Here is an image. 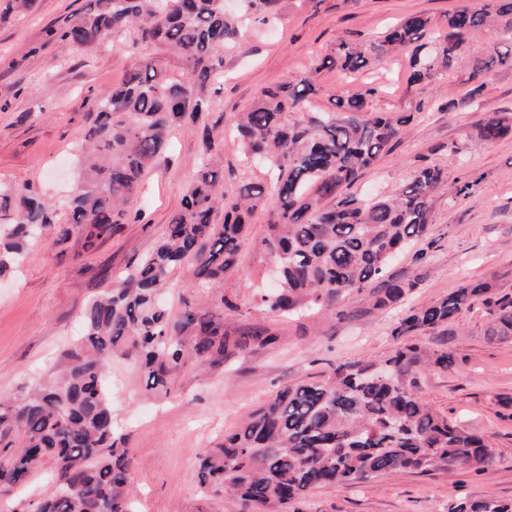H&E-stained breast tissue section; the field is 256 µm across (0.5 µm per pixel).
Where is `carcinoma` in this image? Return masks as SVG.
Returning <instances> with one entry per match:
<instances>
[{
  "label": "carcinoma",
  "instance_id": "1",
  "mask_svg": "<svg viewBox=\"0 0 512 512\" xmlns=\"http://www.w3.org/2000/svg\"><path fill=\"white\" fill-rule=\"evenodd\" d=\"M244 2L265 20L281 0ZM131 27L180 55L193 82L165 79L156 60L144 58L121 85L94 98L96 117L79 148L83 181L65 204L63 222L32 187L0 190V274L47 227L58 225L55 243L77 234L89 252L120 225L141 221L142 210L133 204L146 172L174 127L203 121L207 87L224 72L223 53L243 37L242 19L226 12L224 0H90L54 35L64 45L94 50L108 35ZM491 28L512 41V0L460 7L437 25L409 15L365 45L341 38L319 67L352 74L404 53L408 82L432 84L465 70L477 95L481 76L498 65L512 68V44L492 51L479 45L480 34ZM319 91L309 76L273 84L238 113L234 134L244 160L269 168L272 182L244 183L230 198L223 162L203 126V153L181 209L153 250L83 309V334L65 352L63 380L0 401V493L27 485L44 464L51 483L48 495L12 512H132L133 457L114 424L106 382L112 360L135 364L146 390L165 396L171 375L190 358L221 361L276 342L267 330L245 336L199 306L174 317L162 301L170 275L184 265L201 288L223 283L266 196L276 199L277 209L263 244L281 266L277 291L260 296L270 311H332L353 291L366 292L372 309L385 310L419 287L421 273H390L391 252L425 240L427 247L416 253L423 265L434 244V194L446 187L458 197L469 185L450 187L443 168L424 163L392 197L351 193L413 115L371 112L377 89L366 85L336 96L329 111L286 121L288 114L307 112ZM511 134L512 118L500 112L480 125L488 142ZM220 211L224 222L218 224ZM477 304L490 316L487 335L512 336V291L489 282L464 284L404 311L392 330L403 343L392 354L340 363L326 374L282 385L224 442L200 454L201 493L228 491L243 512H299L297 505L315 490L355 487L399 471H485L496 460L490 438L448 419L417 392V367L446 366L451 356L428 354L412 341ZM448 512H512V501L458 498Z\"/></svg>",
  "mask_w": 512,
  "mask_h": 512
}]
</instances>
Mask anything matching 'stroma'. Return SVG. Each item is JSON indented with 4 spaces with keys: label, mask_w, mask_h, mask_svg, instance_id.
I'll return each mask as SVG.
<instances>
[{
    "label": "stroma",
    "mask_w": 512,
    "mask_h": 512,
    "mask_svg": "<svg viewBox=\"0 0 512 512\" xmlns=\"http://www.w3.org/2000/svg\"><path fill=\"white\" fill-rule=\"evenodd\" d=\"M88 0H34L24 14L0 22V187L32 184L57 208H64L80 180L76 145L92 124L94 97L120 84L143 58L156 59L171 79L192 74L180 56L141 39L133 29L113 33L97 50L46 44V32L64 23ZM468 0H284L276 20L249 30L240 47L224 54V78L210 84L207 122L224 156V188L265 181L264 169L241 163L228 129L237 112L274 82L314 73L320 88L313 111L329 109L340 89L376 87V112H411L415 119L399 142L354 186L357 194L391 195L423 163L445 168L449 181L471 187L468 197L434 195L430 222L439 241L428 275L404 302L426 304L469 281H488L512 291V137L480 138L492 112L512 117V69L496 68L484 79L478 99L466 98L467 72L435 85L407 82L408 58L395 55L367 71L345 76L319 69L337 39L362 43L410 14L433 20ZM460 154L449 157L450 145ZM202 151L201 132L181 126L145 176L139 205L143 222L120 229L91 253L79 237L53 245L45 232L36 245L0 276V399L57 379L65 350L79 335L84 305L112 288L150 252L182 205L192 163ZM275 209L267 197L251 217L238 264L222 289L197 287L185 270L171 276L165 297L172 313L185 303L203 304L239 332L271 330L276 343L219 364L189 360L177 371L166 396H151L141 373L125 363L107 373L114 420L132 450L131 490L137 512H239L238 501L217 494L202 500L197 457L221 442L250 412L289 380L329 371L341 362L380 356L399 341L392 334L398 310L368 309L364 294L345 296L342 314L320 311L307 317H279L260 296L270 286L276 258L262 243ZM231 305L223 307L219 295ZM484 308L464 312L449 326L420 335L427 351L451 353L455 365L427 366L418 376L423 398L442 414L492 436L495 463L480 474L455 468L426 473L401 471L352 488H324L300 504V512H448L451 498L492 495L512 500V337L486 334Z\"/></svg>",
    "instance_id": "35a3bbf8"
}]
</instances>
